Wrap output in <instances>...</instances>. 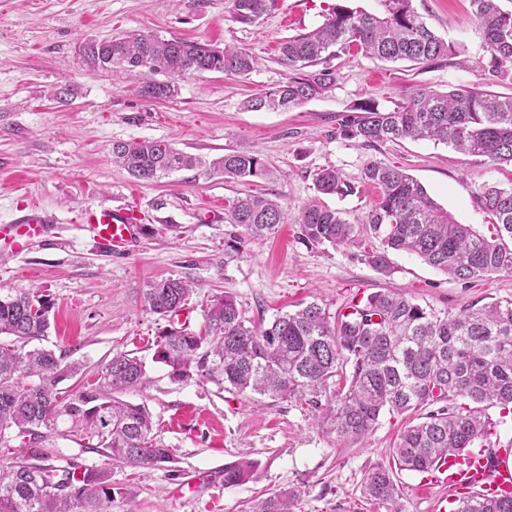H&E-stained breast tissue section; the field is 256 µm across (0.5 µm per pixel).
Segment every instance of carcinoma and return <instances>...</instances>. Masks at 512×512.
<instances>
[{
    "instance_id": "obj_1",
    "label": "carcinoma",
    "mask_w": 512,
    "mask_h": 512,
    "mask_svg": "<svg viewBox=\"0 0 512 512\" xmlns=\"http://www.w3.org/2000/svg\"><path fill=\"white\" fill-rule=\"evenodd\" d=\"M273 0H233V20L251 25L266 15ZM383 14L328 6L319 27L280 46L288 79L246 101L252 111H286L336 86L338 72L330 61L365 53L385 61L432 65L451 48L414 10L412 0H380ZM491 56L494 75L512 62V14L498 0H471ZM78 55L90 72L132 78L138 95L169 100L179 81L208 72L246 76L257 64L246 49L164 39L129 32L121 37L89 39ZM164 79H156L157 75ZM336 136L368 147L401 139L445 143L472 156L512 164V97L473 91L445 92L413 88L404 101L386 110L369 99L338 116ZM112 162L133 178L152 182L168 173L208 167L237 180L266 179L272 171L255 152L240 147L222 157L205 159L162 141H117ZM363 180L375 186L380 200L366 224L383 249L364 254L383 274L391 272L387 251L415 254L450 279L468 282L512 272V189L482 188L478 200L493 220L496 236L486 237L457 223L410 175L381 161L365 165ZM322 195H358L361 186L335 168L313 175ZM232 230L225 253L239 254L246 241L276 234L283 223L280 205L262 195H246L229 205ZM302 239L314 246L338 248L352 242L356 225L340 212L309 203L300 218ZM190 285L180 278L148 286L149 309L165 319L185 308ZM54 302L46 295L17 290L0 295V438L11 431L38 444L62 416L97 439L115 465L163 467L169 449L154 440L153 418L146 407L117 394L134 388L146 375L143 361L127 353L112 357L97 387L62 401L59 385L80 371L51 350L26 349L48 335ZM169 377L180 382L194 375L222 378L224 388L273 400L301 397L340 438L361 439L376 427L381 413L401 415L428 408L423 420L405 427L392 451L398 470L429 473L446 458L461 455L489 430L478 405H497L512 413V300H499L457 315L438 312L405 295L384 289L351 300L332 318L311 302L275 317L268 327L245 324L236 300L213 297L203 329L164 328L156 337ZM36 463L0 467V512H109L114 501L111 474L89 469L75 478L66 467L50 463L36 451ZM255 463L224 465V485L248 482ZM364 494L394 504L399 487L393 470L378 466L367 476ZM299 493L279 491L249 504L245 512H294ZM454 512H512V496L483 498L471 493L458 499Z\"/></svg>"
}]
</instances>
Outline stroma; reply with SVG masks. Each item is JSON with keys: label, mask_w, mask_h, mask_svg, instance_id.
I'll use <instances>...</instances> for the list:
<instances>
[{"label": "stroma", "mask_w": 512, "mask_h": 512, "mask_svg": "<svg viewBox=\"0 0 512 512\" xmlns=\"http://www.w3.org/2000/svg\"><path fill=\"white\" fill-rule=\"evenodd\" d=\"M332 0H274L258 23L232 18V0H0V225L32 208L47 212L50 230L23 251L0 244V293L19 289L50 296L51 327L40 347L79 361L78 376L61 383L74 394L92 388L113 355L141 358L146 378L122 398L145 406L153 434L174 461L163 468L113 465L89 449L84 433L60 418L41 448L52 463L107 469L121 489L112 512H244L253 498L286 488L301 491L297 512H453L457 490L432 475L396 471V505L363 495L375 467L393 465L391 450L418 411L382 414L361 440L340 439L318 425L299 398L272 400L225 390L203 378L176 382L155 344L165 320L152 313L144 293L167 277L189 281L192 292L175 324L199 330L213 296L232 295L249 324L269 326L300 304L323 303L338 311L348 300L382 289L406 294L439 312L462 313L471 305L511 299L512 273L461 283L417 256L390 252L391 274L364 259L378 246L360 225L379 196L363 183L369 160L399 166L461 224L481 234L492 229L480 207L482 186L512 188V164H495L428 140H399L378 149L335 137L336 118L354 103L374 99L391 109L417 87L445 91L469 87L512 95L509 76L494 77L482 28L470 0H413L426 24L453 48L433 65L387 62L355 54L335 60L339 78L328 93L287 112L250 111V95L286 81L279 47L324 21ZM151 32L217 45H236L257 59L244 77L205 73L184 79L170 101L139 97L132 84L87 71L77 54L81 41ZM73 88L64 96L62 88ZM159 140L210 159L245 146L273 171L268 179L228 180L210 170L179 171L160 181L134 180L112 163L117 141ZM339 169L359 183L357 196L318 195L314 173ZM263 193L277 201L284 222L275 237L252 239L228 254L231 226L208 206ZM339 211L356 224L352 243L320 248L299 237L302 209L311 201ZM135 211L147 234L132 252L102 249L78 217L87 208ZM256 464L251 480L225 486L226 463Z\"/></svg>", "instance_id": "1"}]
</instances>
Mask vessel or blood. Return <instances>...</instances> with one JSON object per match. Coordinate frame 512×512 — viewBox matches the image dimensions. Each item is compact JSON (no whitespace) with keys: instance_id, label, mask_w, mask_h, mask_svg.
<instances>
[{"instance_id":"b4317fda","label":"vessel or blood","mask_w":512,"mask_h":512,"mask_svg":"<svg viewBox=\"0 0 512 512\" xmlns=\"http://www.w3.org/2000/svg\"><path fill=\"white\" fill-rule=\"evenodd\" d=\"M81 220L106 248L124 250L137 232V219L129 210L86 209ZM48 219L39 210H32L20 223L10 225V241L14 250H22L28 240L43 236L47 232ZM449 483L467 487L475 493L488 497L512 494V457L496 449L479 451L466 458H451L439 466Z\"/></svg>"}]
</instances>
